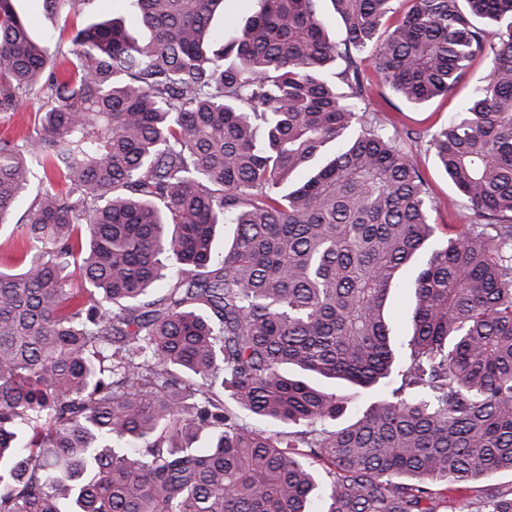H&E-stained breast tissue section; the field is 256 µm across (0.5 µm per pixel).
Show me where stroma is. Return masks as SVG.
Returning <instances> with one entry per match:
<instances>
[{
    "label": "stroma",
    "instance_id": "obj_1",
    "mask_svg": "<svg viewBox=\"0 0 512 512\" xmlns=\"http://www.w3.org/2000/svg\"><path fill=\"white\" fill-rule=\"evenodd\" d=\"M489 67L488 57H476L453 93L436 98L421 107L404 105L382 84L380 78L372 80L370 111L387 120V134L395 137L413 156L426 181L430 197L442 203L439 210L430 214L431 223L438 226L433 237L437 243L446 241L452 227L470 223L472 212L466 199L457 192L444 171L438 167L426 136L439 129L456 113L463 98L488 73Z\"/></svg>",
    "mask_w": 512,
    "mask_h": 512
}]
</instances>
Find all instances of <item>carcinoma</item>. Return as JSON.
Masks as SVG:
<instances>
[{
  "instance_id": "1",
  "label": "carcinoma",
  "mask_w": 512,
  "mask_h": 512,
  "mask_svg": "<svg viewBox=\"0 0 512 512\" xmlns=\"http://www.w3.org/2000/svg\"><path fill=\"white\" fill-rule=\"evenodd\" d=\"M131 2L140 35L75 24L64 51L0 0V113L42 102L0 137V512H448L451 490L512 512L489 482L512 472V0H405L383 38L397 0H330L340 46L318 0L220 33L224 0ZM477 56L429 140L473 217L432 247L362 65L417 107ZM410 268L399 368L385 306ZM338 380L363 392L332 429Z\"/></svg>"
}]
</instances>
